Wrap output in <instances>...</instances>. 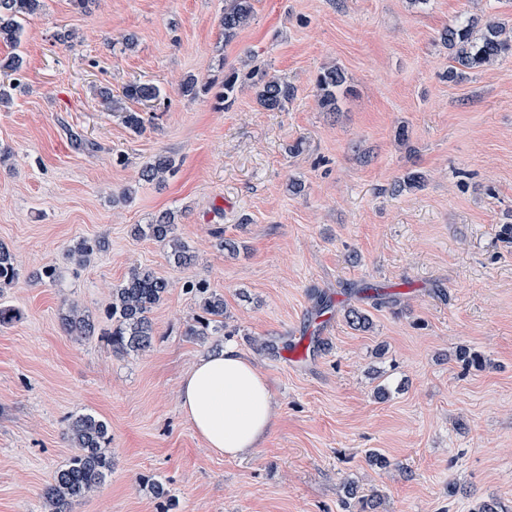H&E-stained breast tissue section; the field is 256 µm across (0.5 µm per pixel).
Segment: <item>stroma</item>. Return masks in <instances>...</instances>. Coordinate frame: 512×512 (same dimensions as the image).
<instances>
[{
	"instance_id": "35a3bbf8",
	"label": "stroma",
	"mask_w": 512,
	"mask_h": 512,
	"mask_svg": "<svg viewBox=\"0 0 512 512\" xmlns=\"http://www.w3.org/2000/svg\"><path fill=\"white\" fill-rule=\"evenodd\" d=\"M44 3L18 47L0 43V60L23 59L0 107V245L20 269L0 301L23 313L0 331V512H42L82 413L109 425L112 474L71 512H161L148 479L173 512H343L347 480L380 495L378 512H471L490 494L512 507V57L451 81L440 42L489 0H255L229 42L224 0ZM331 66L346 76L333 112L316 87ZM231 68L244 80L220 107ZM254 68L294 86L285 110L259 105ZM190 75L211 90L182 95ZM136 80L161 91L134 104L139 134L98 95ZM160 154L174 176L140 181ZM411 172L423 187L394 192ZM166 210L190 267L132 233ZM82 240L106 248L79 266L68 250ZM49 264L59 282L38 280ZM137 265L172 287L151 348L123 356L102 336L104 311ZM199 281L224 297L226 336L187 333L199 308L185 285ZM317 293L333 302L320 318ZM72 302L98 335L65 332ZM350 307L369 330L347 323ZM314 330L321 350L284 358ZM227 342L276 409L236 460L209 452L178 397L196 359ZM462 347L485 367L458 362ZM371 448L389 468L366 461Z\"/></svg>"
}]
</instances>
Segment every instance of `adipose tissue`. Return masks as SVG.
Listing matches in <instances>:
<instances>
[{
	"mask_svg": "<svg viewBox=\"0 0 512 512\" xmlns=\"http://www.w3.org/2000/svg\"><path fill=\"white\" fill-rule=\"evenodd\" d=\"M179 403L210 453L228 459L252 453L275 422L267 380L232 344L193 365L180 384Z\"/></svg>",
	"mask_w": 512,
	"mask_h": 512,
	"instance_id": "ef3b65f1",
	"label": "adipose tissue"
}]
</instances>
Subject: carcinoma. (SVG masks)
Masks as SVG:
<instances>
[{"instance_id":"cac0c4a2","label":"carcinoma","mask_w":512,"mask_h":512,"mask_svg":"<svg viewBox=\"0 0 512 512\" xmlns=\"http://www.w3.org/2000/svg\"><path fill=\"white\" fill-rule=\"evenodd\" d=\"M254 0H226L221 24L224 41H231L254 13ZM43 8V0H0V40L14 47L20 44L23 21ZM441 41L451 51L453 66L448 70V78L455 80L463 76L458 68L478 69L496 64L502 57L512 55V32L491 20L479 22L467 18L448 26L441 33ZM256 98L259 104L269 111H282L295 94V88L275 75L250 72ZM239 73L230 69L224 73L219 95L220 102H231L238 87ZM346 83L344 72L339 67H331L320 72L317 90L320 104L330 112L336 111L339 95ZM102 100L112 112L121 113L122 121L136 134L144 129V120L137 112L127 109V101H152L158 98L159 89L150 83L133 82L122 91V98H113L112 91H100ZM175 172V164L168 156L159 155L146 163L140 171V179L145 182L162 181L166 175ZM134 236L149 238L159 243L165 250L169 262L177 267L190 264L194 258L189 246L175 232L174 215L170 211L155 215L150 223L134 227ZM103 248V243H98ZM95 246L81 241L69 248V255L76 263H83L94 251ZM19 275L15 258L0 246V284H8ZM171 284L148 266H136L128 276L112 288V303L107 310L110 329L105 332L107 342L117 353H139L152 345L154 330L151 312L163 300ZM186 291L200 296L199 306L204 314L199 321L201 327L192 326L189 334L205 336L207 329L219 332L224 329V297L208 290L204 283H190ZM22 312L19 308L0 303V329L19 322ZM63 326L68 333L88 336L93 330L89 316L75 303L68 306ZM68 439L76 448L66 463L53 474L51 481L41 493L44 512H70L72 503L98 492L112 474V455L109 450L112 437L107 422L90 413L76 416L68 426ZM345 508L357 502L362 512H377L380 497L377 493L362 494L353 482L343 484Z\"/></svg>"}]
</instances>
